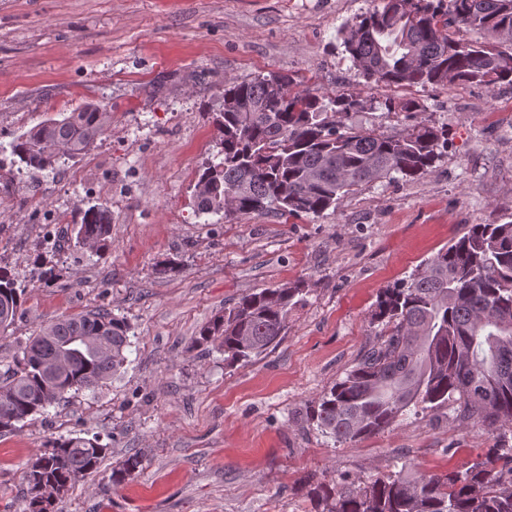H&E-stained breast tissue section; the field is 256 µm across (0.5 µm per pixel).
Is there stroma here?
Returning a JSON list of instances; mask_svg holds the SVG:
<instances>
[{
    "instance_id": "35a3bbf8",
    "label": "stroma",
    "mask_w": 512,
    "mask_h": 512,
    "mask_svg": "<svg viewBox=\"0 0 512 512\" xmlns=\"http://www.w3.org/2000/svg\"><path fill=\"white\" fill-rule=\"evenodd\" d=\"M381 0H0V266L25 288L0 353L53 321L98 308L126 318L121 373L0 435V512H23L25 463L61 436L109 450L56 512H314L310 491L350 476L464 468L496 437L456 427L458 405L337 443L306 425L309 405L343 379L382 331L380 292L472 224L512 217V85L386 89L366 83L340 28ZM281 73L296 90L414 99L353 124L396 133L448 129L430 174L362 187L314 216L198 213L199 172L219 161L212 123L226 81ZM92 102L112 127L87 154L21 169L10 144ZM104 205L111 246L98 256L62 237ZM54 268L52 284L41 280ZM302 283L281 343L246 364L192 347L242 296ZM142 452L114 485L113 468Z\"/></svg>"
}]
</instances>
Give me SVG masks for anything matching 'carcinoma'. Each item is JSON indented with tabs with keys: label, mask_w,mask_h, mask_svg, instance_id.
<instances>
[{
	"label": "carcinoma",
	"mask_w": 512,
	"mask_h": 512,
	"mask_svg": "<svg viewBox=\"0 0 512 512\" xmlns=\"http://www.w3.org/2000/svg\"><path fill=\"white\" fill-rule=\"evenodd\" d=\"M463 28L475 39L453 38ZM352 66L381 87L456 83L512 84V0H383L341 29ZM287 75L224 83L214 124L222 159L204 167L197 211L231 222L251 213L319 215L360 187L432 171L448 147V128L422 122L385 134L348 126V116L380 106L412 112L415 101L293 90ZM112 116L86 103L20 134L12 153L41 172L88 152ZM108 209L94 205L73 225L92 253L110 247ZM302 284L249 293L203 327L193 344L215 345L229 365L248 363L279 344ZM25 289L0 266V334L22 313ZM374 318L384 333L311 405L305 422L337 443L379 433L408 413L456 398L457 426L491 434L512 429V220L472 224L402 284L383 290ZM126 319L99 308L57 320L0 357V434L45 414L65 394L93 390L127 362ZM107 454L98 436L51 442L24 467V512H51L53 495L97 472ZM143 457L127 456L111 473L118 485ZM316 512H512V448H489L463 471L402 469L387 477L319 484Z\"/></svg>",
	"instance_id": "1"
}]
</instances>
